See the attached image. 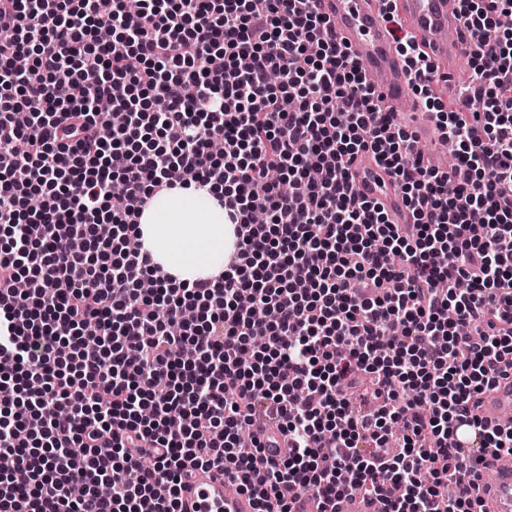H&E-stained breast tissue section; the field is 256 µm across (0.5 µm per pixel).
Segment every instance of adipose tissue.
<instances>
[{"label":"adipose tissue","mask_w":512,"mask_h":512,"mask_svg":"<svg viewBox=\"0 0 512 512\" xmlns=\"http://www.w3.org/2000/svg\"><path fill=\"white\" fill-rule=\"evenodd\" d=\"M137 236L154 265L176 282L222 272L234 249L224 192L213 186L175 187L150 199Z\"/></svg>","instance_id":"obj_1"}]
</instances>
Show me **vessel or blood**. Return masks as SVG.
I'll return each mask as SVG.
<instances>
[{"label": "vessel or blood", "instance_id": "b4317fda", "mask_svg": "<svg viewBox=\"0 0 512 512\" xmlns=\"http://www.w3.org/2000/svg\"><path fill=\"white\" fill-rule=\"evenodd\" d=\"M317 7L329 17L337 40L367 75L380 77L378 89L386 112L396 122L411 124L419 139H437L435 121L416 111L407 92L409 70L385 13L395 8L405 31L434 64L443 65L454 62L464 48L457 22L458 0H318ZM355 183L359 194L380 200L398 222L406 221L408 213L397 190L370 155L357 160ZM481 413L495 423L512 414V383L502 382L488 393ZM486 459L491 475L473 487L472 495L492 503L495 512H512V455L490 453ZM181 500L184 512H254L247 495L228 492L224 478L207 467L195 471Z\"/></svg>", "mask_w": 512, "mask_h": 512}]
</instances>
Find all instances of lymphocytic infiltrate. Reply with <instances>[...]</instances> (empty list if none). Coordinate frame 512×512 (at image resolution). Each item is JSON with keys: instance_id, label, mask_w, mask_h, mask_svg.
I'll return each instance as SVG.
<instances>
[{"instance_id": "obj_1", "label": "lymphocytic infiltrate", "mask_w": 512, "mask_h": 512, "mask_svg": "<svg viewBox=\"0 0 512 512\" xmlns=\"http://www.w3.org/2000/svg\"><path fill=\"white\" fill-rule=\"evenodd\" d=\"M315 2L142 0L132 29L127 0H0V512H182L200 467L255 512L357 489L384 512H493L468 487L483 449L512 453L476 412L512 379V0H459L473 74L448 108L397 40L447 170ZM364 153L409 223L359 197ZM194 183L244 233L216 278L176 285L135 230ZM271 409L277 458L249 433Z\"/></svg>"}]
</instances>
